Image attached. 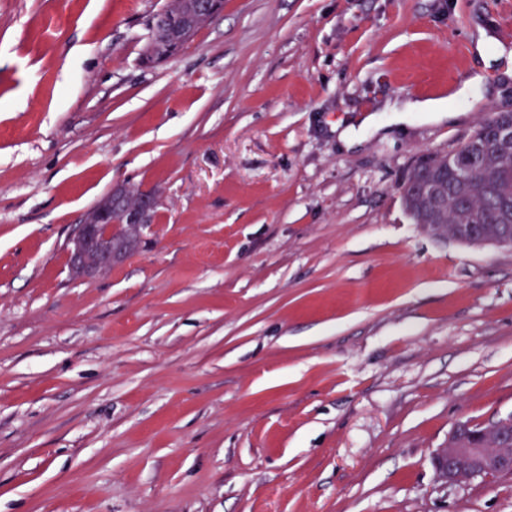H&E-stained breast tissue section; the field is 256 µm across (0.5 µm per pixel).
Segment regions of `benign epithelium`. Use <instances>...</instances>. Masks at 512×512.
I'll return each instance as SVG.
<instances>
[{"mask_svg": "<svg viewBox=\"0 0 512 512\" xmlns=\"http://www.w3.org/2000/svg\"><path fill=\"white\" fill-rule=\"evenodd\" d=\"M182 3L178 34L187 41L212 18V13L205 7L203 0H182ZM474 160L475 156L469 151H458L453 164L459 180H465ZM418 169L420 165L417 164L404 180L402 195L408 196L410 189L417 187L426 201L428 218L432 220V223L424 225L425 230L433 235H442V222L448 213L447 187L440 182L421 181L417 176ZM116 209L121 216L118 223L112 220ZM498 211L500 223H512V193L506 191L501 195ZM156 221L157 201L154 194L132 193L122 185L113 187L78 225L69 255L71 268L80 275L111 268L112 263L120 259V254L113 249V238L118 235L134 242L141 228ZM449 237L468 246L512 248V238L503 234L499 228L477 236L467 232L462 224ZM511 424L512 413L484 426L482 432L475 437L463 433L459 425H454L448 433V442L433 453L437 478L447 485L465 486L493 474H512V445L501 446L502 438L499 434V427Z\"/></svg>", "mask_w": 512, "mask_h": 512, "instance_id": "benign-epithelium-1", "label": "benign epithelium"}]
</instances>
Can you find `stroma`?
Segmentation results:
<instances>
[{"label":"stroma","instance_id":"35a3bbf8","mask_svg":"<svg viewBox=\"0 0 512 512\" xmlns=\"http://www.w3.org/2000/svg\"><path fill=\"white\" fill-rule=\"evenodd\" d=\"M165 4L0 0V512H512L431 462L512 413V248L400 191L512 108V0H224L148 67ZM118 184L159 221L74 276ZM384 112H434L438 117L444 118L446 112L451 113L440 100L425 99V100H408L401 104H387L383 110Z\"/></svg>","mask_w":512,"mask_h":512}]
</instances>
